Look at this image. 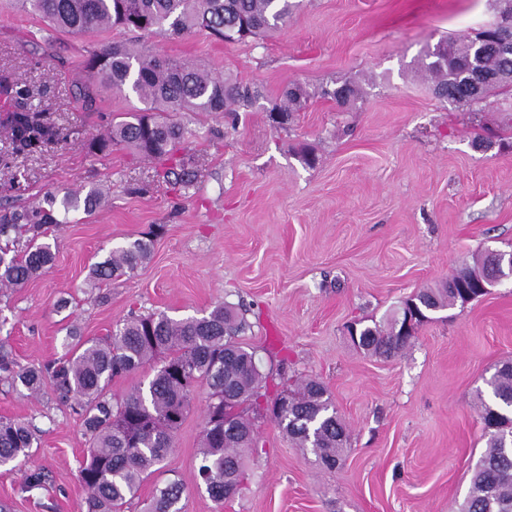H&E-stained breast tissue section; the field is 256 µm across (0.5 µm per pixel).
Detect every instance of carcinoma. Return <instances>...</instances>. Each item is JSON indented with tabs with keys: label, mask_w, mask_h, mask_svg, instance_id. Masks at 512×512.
<instances>
[{
	"label": "carcinoma",
	"mask_w": 512,
	"mask_h": 512,
	"mask_svg": "<svg viewBox=\"0 0 512 512\" xmlns=\"http://www.w3.org/2000/svg\"><path fill=\"white\" fill-rule=\"evenodd\" d=\"M31 12L61 32L89 33L114 28L148 32L169 40L194 31L225 39L228 30L247 29L257 38L284 23L295 4L291 0H22ZM489 26L473 38L443 40L427 53L425 66L436 96L453 105L474 104L466 87L477 83L490 98L503 88L496 78L512 73V53L495 46ZM92 81L79 85V95L91 101L107 89H130L143 108L127 112L112 123L107 137L92 144L103 151L114 144L154 157L160 164L157 176L174 185L191 183L190 156L183 153L185 126L170 112H223L233 115L249 107L259 91L231 76H215L207 69L164 57L150 46L130 47L113 42L95 51L88 60ZM336 104L351 107L361 99L359 86L345 81L332 91ZM311 97L305 87L283 91L269 113L285 116L300 110ZM18 149L33 147L46 134L25 112L11 119ZM101 200L95 190L81 199L71 190L51 193L43 205L28 211L0 214V239L11 234L26 236L22 252L10 253L0 246V286L17 287L46 272L55 255L44 241L51 228L67 223L72 210L89 212ZM151 240L137 238L109 251L105 260L90 269L94 284L130 275L149 260ZM488 255L474 268H464L440 288L420 290L399 307L385 326L357 329V345L372 355L392 357L402 353L415 333L402 332L407 313H418L416 325L456 303L484 296L472 287L486 278ZM242 321L224 304L201 316L176 318L165 312L128 314L103 339H85L76 327L69 328L63 356L39 365L20 367L6 340L0 338V384L33 398L45 387L57 403L81 417L88 437L86 460L79 469L85 490L83 512H127L148 480L173 447L175 430L194 399L196 387L209 389L202 444L199 449L198 485L211 498L224 501L239 494L247 480L245 461L259 454L258 436L252 422L240 413L224 429V394L232 405L250 404L260 410L267 387L255 353L233 337ZM146 364L154 369L148 384H139L116 397L112 380L128 376ZM487 397H479L486 448L477 461L471 486L460 512H512V362L502 364L487 381ZM295 401L275 421L296 444L309 448L328 469L340 465L349 434L332 406L327 390L314 379L291 390ZM40 430L30 421L0 418V466L27 462L38 443ZM181 483L158 487L145 512H180L176 504Z\"/></svg>",
	"instance_id": "cac0c4a2"
}]
</instances>
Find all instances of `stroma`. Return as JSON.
Instances as JSON below:
<instances>
[{
  "instance_id": "stroma-1",
  "label": "stroma",
  "mask_w": 512,
  "mask_h": 512,
  "mask_svg": "<svg viewBox=\"0 0 512 512\" xmlns=\"http://www.w3.org/2000/svg\"><path fill=\"white\" fill-rule=\"evenodd\" d=\"M494 18L492 0H300L257 39L201 31L168 40L122 29L62 33L0 0V204L29 210L61 187L108 192L49 236L48 272L0 289V329L17 364L61 356L73 325L101 338L133 310L184 317L223 303L245 312L237 341L256 350L263 372L322 382L349 429L341 466L328 470L273 419L252 414L261 451L247 460L240 494L218 503L197 486L201 387L140 498L177 480L181 512H455L485 449L477 394L512 360V281L435 314L395 358L359 348L348 326L384 323L486 249L512 251V92L459 108L436 99L424 76L428 50ZM112 41L261 88L234 124L220 112L182 114L196 162L188 187L159 179L155 159L124 146L91 149L113 118L140 107L126 90L91 105L75 94L91 53ZM351 78L363 97L345 110L329 92ZM292 83L311 98L282 127L268 110ZM24 108L50 134L19 152L8 118ZM487 126L499 136L481 151L473 141ZM303 146L315 166L299 160ZM142 237L152 241L147 263L89 286L92 264ZM0 417L41 429L35 463L49 477L28 492L23 472L0 468V503L81 512L80 417L51 390L30 398L2 385Z\"/></svg>"
}]
</instances>
